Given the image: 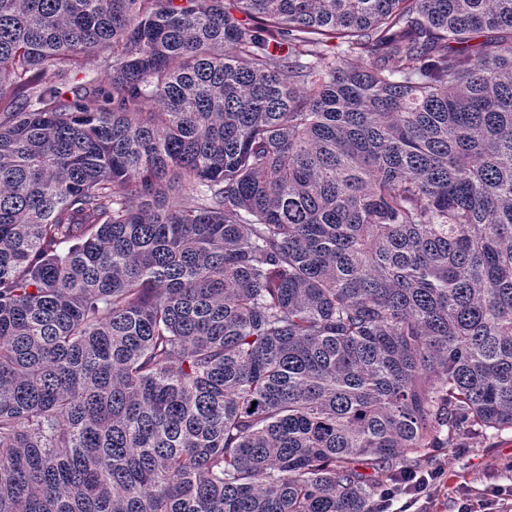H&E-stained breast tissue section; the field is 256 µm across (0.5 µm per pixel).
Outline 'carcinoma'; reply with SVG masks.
<instances>
[{
  "instance_id": "cac0c4a2",
  "label": "carcinoma",
  "mask_w": 512,
  "mask_h": 512,
  "mask_svg": "<svg viewBox=\"0 0 512 512\" xmlns=\"http://www.w3.org/2000/svg\"><path fill=\"white\" fill-rule=\"evenodd\" d=\"M8 87L0 512H376L512 428V0H0Z\"/></svg>"
}]
</instances>
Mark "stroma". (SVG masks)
Instances as JSON below:
<instances>
[{
    "label": "stroma",
    "mask_w": 512,
    "mask_h": 512,
    "mask_svg": "<svg viewBox=\"0 0 512 512\" xmlns=\"http://www.w3.org/2000/svg\"><path fill=\"white\" fill-rule=\"evenodd\" d=\"M408 471L429 480L415 505L406 495L392 501L408 512H512V429L470 435L457 448H429L414 455Z\"/></svg>",
    "instance_id": "obj_1"
}]
</instances>
